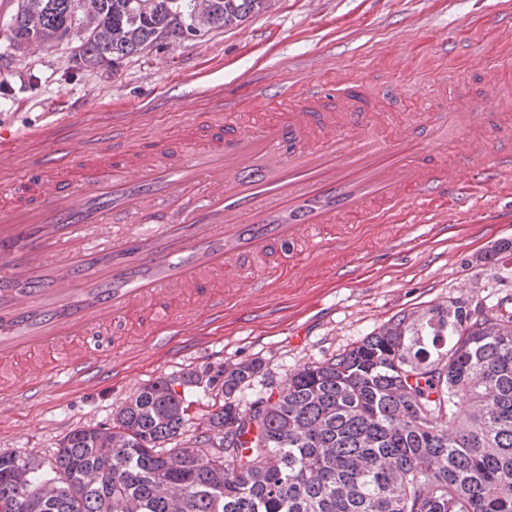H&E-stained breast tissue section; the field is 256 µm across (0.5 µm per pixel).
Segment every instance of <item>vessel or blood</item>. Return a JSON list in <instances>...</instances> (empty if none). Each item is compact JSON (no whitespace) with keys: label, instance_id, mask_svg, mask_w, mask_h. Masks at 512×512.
I'll use <instances>...</instances> for the list:
<instances>
[{"label":"vessel or blood","instance_id":"1","mask_svg":"<svg viewBox=\"0 0 512 512\" xmlns=\"http://www.w3.org/2000/svg\"><path fill=\"white\" fill-rule=\"evenodd\" d=\"M244 98L139 143V111L93 138L0 131V415L49 383L105 378L112 337L163 329L165 348L350 243L361 225L438 224L512 177V86L492 101L402 116L342 65L325 82ZM248 112L267 120L244 124ZM45 141L30 155L29 144ZM266 263L263 274L243 259Z\"/></svg>","mask_w":512,"mask_h":512}]
</instances>
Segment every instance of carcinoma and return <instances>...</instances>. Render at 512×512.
I'll list each match as a JSON object with an SVG mask.
<instances>
[{
	"mask_svg": "<svg viewBox=\"0 0 512 512\" xmlns=\"http://www.w3.org/2000/svg\"><path fill=\"white\" fill-rule=\"evenodd\" d=\"M265 0H17L14 41L115 64L224 28ZM450 299L388 321L243 407L261 364L224 371L206 433L172 381L111 427L76 428L51 466L0 454V512H512V297ZM218 444L204 459L199 448Z\"/></svg>",
	"mask_w": 512,
	"mask_h": 512,
	"instance_id": "cac0c4a2",
	"label": "carcinoma"
}]
</instances>
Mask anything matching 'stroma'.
Here are the masks:
<instances>
[{"label": "stroma", "mask_w": 512, "mask_h": 512, "mask_svg": "<svg viewBox=\"0 0 512 512\" xmlns=\"http://www.w3.org/2000/svg\"><path fill=\"white\" fill-rule=\"evenodd\" d=\"M17 0H0V126L21 134L46 124L47 106L66 98L72 126L59 137L89 128L96 112H146L148 130L172 127L184 102L191 115L212 120L207 88L244 95L260 74L324 78L335 64L347 66L383 109L424 112L437 88L448 106L459 105L456 85L492 98L512 82V0H265L243 21L193 40L159 42L112 67L89 68L62 43L24 57L10 46L8 24ZM501 17L498 25L491 16ZM392 82L415 95L392 104ZM397 229L367 224L333 261L311 263L305 274L277 283L274 314L240 322L226 315L211 330L205 353L167 355L142 337L139 357L112 353L108 379L67 390L49 387L40 404L0 421V454L14 453L48 465L63 439L83 426H111L119 406L158 378L192 372L209 377L241 362H262L266 379L280 382L305 366L327 361L399 315L448 299L495 304L512 296V264H486L477 256L497 241L512 240V185L463 214L448 228L419 225L403 244Z\"/></svg>", "instance_id": "1"}]
</instances>
